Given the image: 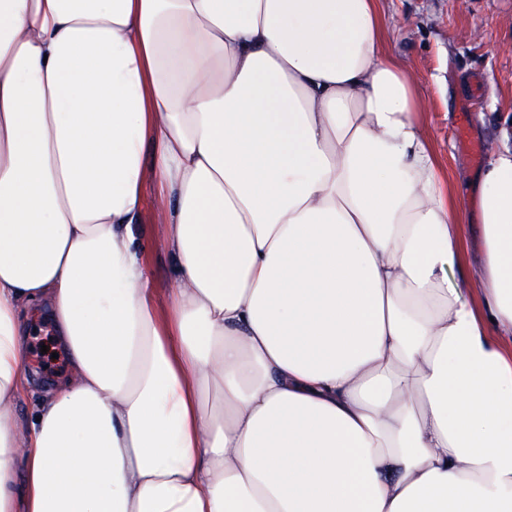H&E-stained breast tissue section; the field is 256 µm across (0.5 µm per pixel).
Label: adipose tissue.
Listing matches in <instances>:
<instances>
[{"label": "adipose tissue", "instance_id": "adipose-tissue-1", "mask_svg": "<svg viewBox=\"0 0 512 512\" xmlns=\"http://www.w3.org/2000/svg\"><path fill=\"white\" fill-rule=\"evenodd\" d=\"M396 32L0 0V512H512V146L447 181ZM40 315L69 377L27 420ZM145 233L142 245L146 249V263L151 285L161 296L173 287V259L170 255L154 249L152 240L157 233L154 224L153 201L148 193L143 222Z\"/></svg>", "mask_w": 512, "mask_h": 512}]
</instances>
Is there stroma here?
<instances>
[{
    "instance_id": "obj_1",
    "label": "stroma",
    "mask_w": 512,
    "mask_h": 512,
    "mask_svg": "<svg viewBox=\"0 0 512 512\" xmlns=\"http://www.w3.org/2000/svg\"><path fill=\"white\" fill-rule=\"evenodd\" d=\"M398 26L391 52L409 70L440 163L458 186L480 170L466 147L512 146V0H382ZM142 245L151 285L173 286V260L154 249V208Z\"/></svg>"
}]
</instances>
